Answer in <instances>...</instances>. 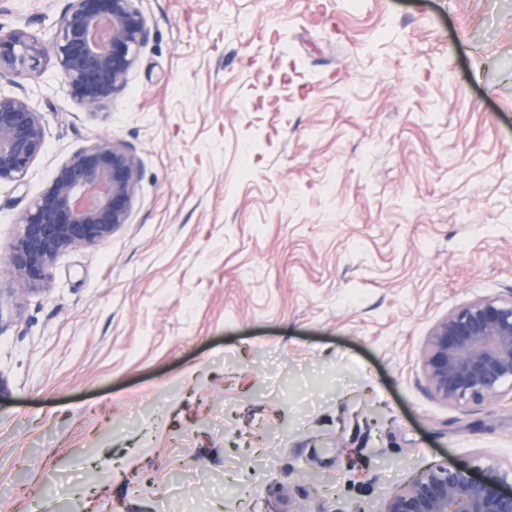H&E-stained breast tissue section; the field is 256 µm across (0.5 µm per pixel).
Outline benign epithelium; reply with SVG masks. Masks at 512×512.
<instances>
[{
    "label": "benign epithelium",
    "instance_id": "benign-epithelium-1",
    "mask_svg": "<svg viewBox=\"0 0 512 512\" xmlns=\"http://www.w3.org/2000/svg\"><path fill=\"white\" fill-rule=\"evenodd\" d=\"M136 2L68 0L48 42L0 26V79L35 77L50 57L86 110L105 107L149 38ZM44 148L41 113L23 97L0 95V182L21 183ZM138 178V158L110 139L76 152L18 215L8 273L32 291L46 288L61 253L97 247L129 223ZM423 369L432 394L456 406L512 391V297L479 299L438 320ZM386 512H512V485L446 462L418 475Z\"/></svg>",
    "mask_w": 512,
    "mask_h": 512
}]
</instances>
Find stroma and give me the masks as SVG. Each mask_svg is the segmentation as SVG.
<instances>
[{
	"instance_id": "35a3bbf8",
	"label": "stroma",
	"mask_w": 512,
	"mask_h": 512,
	"mask_svg": "<svg viewBox=\"0 0 512 512\" xmlns=\"http://www.w3.org/2000/svg\"><path fill=\"white\" fill-rule=\"evenodd\" d=\"M67 0H0L51 37ZM149 40L86 111L0 81L46 148L0 183V496L14 512H385L448 461L512 472V395L452 406L432 326L512 296V0H137ZM107 137L129 224L50 287L17 216Z\"/></svg>"
}]
</instances>
